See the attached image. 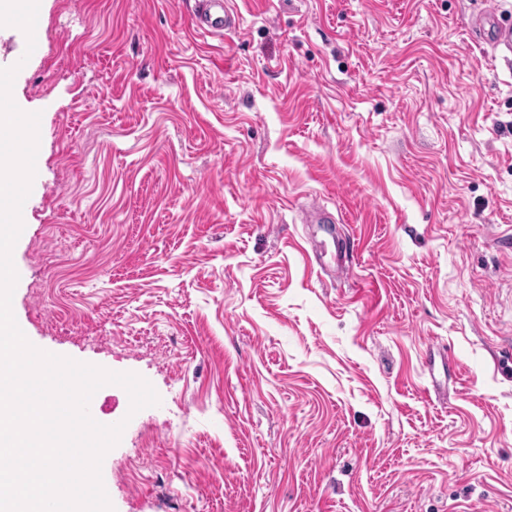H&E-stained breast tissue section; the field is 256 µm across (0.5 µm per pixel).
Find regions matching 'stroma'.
<instances>
[{
    "instance_id": "obj_1",
    "label": "stroma",
    "mask_w": 512,
    "mask_h": 512,
    "mask_svg": "<svg viewBox=\"0 0 512 512\" xmlns=\"http://www.w3.org/2000/svg\"><path fill=\"white\" fill-rule=\"evenodd\" d=\"M231 5L40 0L13 84L15 319L161 399L97 393L115 512H512V0ZM201 10L192 16V26L196 31L209 36H219L236 26V17L228 0H201ZM479 34L476 38L481 43L490 44L495 50L512 55V24L499 23L494 16L487 15L476 23Z\"/></svg>"
}]
</instances>
